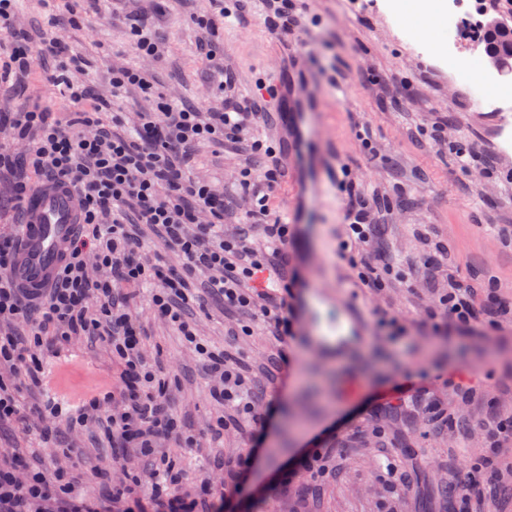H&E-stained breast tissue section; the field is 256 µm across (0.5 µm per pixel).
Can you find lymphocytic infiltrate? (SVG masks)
Returning <instances> with one entry per match:
<instances>
[{
	"instance_id": "obj_1",
	"label": "lymphocytic infiltrate",
	"mask_w": 512,
	"mask_h": 512,
	"mask_svg": "<svg viewBox=\"0 0 512 512\" xmlns=\"http://www.w3.org/2000/svg\"><path fill=\"white\" fill-rule=\"evenodd\" d=\"M19 2L0 0V71L25 70L35 60L54 59L57 69L50 78L59 86L68 117L60 119L48 106L32 102L12 112V138L23 145L25 159L36 173L73 187L82 206V229L52 287L36 301L27 299L11 276L12 239H0V322L18 317L33 321L27 337L0 334V371H9L8 376L0 374V422L17 413L14 373H21L31 386L50 383L46 366L27 355L44 333L55 331L64 340L103 334L113 357L125 367L127 394L122 405L104 416L99 399H55L44 413L64 417L70 425L97 422L141 456H150L157 438L168 435L174 422L164 407V388L142 357L141 338L127 309L131 290L148 283L156 286L155 312L176 323L202 357L210 397L252 415L254 397L240 369L228 365L227 351L200 343L195 328L181 320L178 307L194 298L191 275L206 271L209 292L222 296L226 306L251 312L279 339L294 333V313L287 301L260 309L242 289L263 266L287 267V225L266 224L265 252L255 250L248 235L225 236L223 195L196 177L187 162L195 143L240 140L259 116L258 107L234 101L223 111L204 116L195 108L174 104L141 70L117 68L112 72L113 96L135 86L149 107L141 112L133 133L115 135L101 118L102 112L111 110V102L92 98L87 83L73 78L85 71L84 61L55 40L31 44L14 24ZM130 209L139 223L160 229L181 254L182 272L170 270L161 260L149 263L139 257L140 246L125 224ZM92 298L100 303L95 316L87 306ZM183 481V473L174 466L158 467L133 476L112 497L126 502V512H144L140 493L146 489L164 499L165 512H233L230 500L204 506L197 498L179 494ZM69 492L54 464L23 477L14 467H0V512H94L84 500L70 498Z\"/></svg>"
}]
</instances>
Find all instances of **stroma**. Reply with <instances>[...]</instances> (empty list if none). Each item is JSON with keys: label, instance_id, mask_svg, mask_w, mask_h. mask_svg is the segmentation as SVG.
Segmentation results:
<instances>
[{"label": "stroma", "instance_id": "stroma-1", "mask_svg": "<svg viewBox=\"0 0 512 512\" xmlns=\"http://www.w3.org/2000/svg\"><path fill=\"white\" fill-rule=\"evenodd\" d=\"M74 4L91 8L89 0H56L51 10L44 0H21L17 26L32 42L58 37L87 58L95 97H112L118 67L146 68L173 102L205 112L223 110L233 97L253 98L259 79L302 83L323 97L320 112L302 113L299 133L272 110L244 133L271 147L282 171L269 211L298 213L288 247V270L296 275V339L282 343L263 323L225 307L222 297L204 289L202 274L194 280L196 302L181 310L200 342L228 350L259 408L274 400L279 410L261 428L213 400L193 346L170 320L153 314L151 292L141 290L129 310L145 359L168 385V407L179 425L178 435L155 449L154 460L184 470L192 494L249 500L251 512H512V496H499L489 485L498 477L512 483V440L491 449L479 428L512 422V148L503 146L512 138V116L491 111L474 84L449 80L439 33L421 36L428 19L393 17L364 0H292L299 24L283 43L266 32L264 0H248L242 9L235 0H102L100 17L76 25L68 14ZM199 17L213 19V26L196 25ZM135 22L156 39L153 59H143L128 35ZM211 45L219 52L207 62L203 55ZM52 68L38 61L0 80V109L38 98L62 110L58 89L47 79ZM221 70L234 77L223 91L217 87ZM443 125L448 134L441 140L435 130ZM287 144L293 153L286 159ZM463 152L475 157L477 168H462ZM191 166L223 193L224 231L235 232L249 206L240 174L251 170L253 182H261L264 161L243 145L204 141L193 149ZM20 180L39 183L22 166L0 169V233L17 221L9 201ZM351 189L379 203L373 218L390 270L376 291L359 276L358 247L337 251ZM452 278L471 288L479 303L495 289L502 310L496 325L432 330L427 313ZM340 288L356 290L351 311L369 341L338 375L312 339L335 331ZM389 316L417 338L405 357L396 355L381 324ZM41 354L52 371L50 386L16 392L20 416L0 426V458L26 468L54 460L75 494L97 512H118L112 490L141 471L143 458L113 446L96 424L70 430L35 409L47 397L66 400L75 393L102 398L103 409H110L103 396L120 392L122 367L103 339L62 342L49 334ZM462 367L474 374L467 391L456 385ZM408 370L423 374V391L388 413L381 398ZM220 419L226 422L221 430ZM319 436L329 454L328 473L259 500L276 473ZM249 453L248 479L232 492L223 466ZM382 461L395 466L402 482H386ZM477 468L485 480L466 499L448 500V486Z\"/></svg>", "mask_w": 512, "mask_h": 512}]
</instances>
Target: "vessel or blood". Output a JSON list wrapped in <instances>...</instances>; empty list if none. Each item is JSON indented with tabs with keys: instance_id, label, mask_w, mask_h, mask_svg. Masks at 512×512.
I'll list each match as a JSON object with an SVG mask.
<instances>
[{
	"instance_id": "1",
	"label": "vessel or blood",
	"mask_w": 512,
	"mask_h": 512,
	"mask_svg": "<svg viewBox=\"0 0 512 512\" xmlns=\"http://www.w3.org/2000/svg\"><path fill=\"white\" fill-rule=\"evenodd\" d=\"M26 222L17 236L11 274L20 288L37 296L49 287L63 264L80 222L78 198L66 184L38 188L24 202Z\"/></svg>"
}]
</instances>
